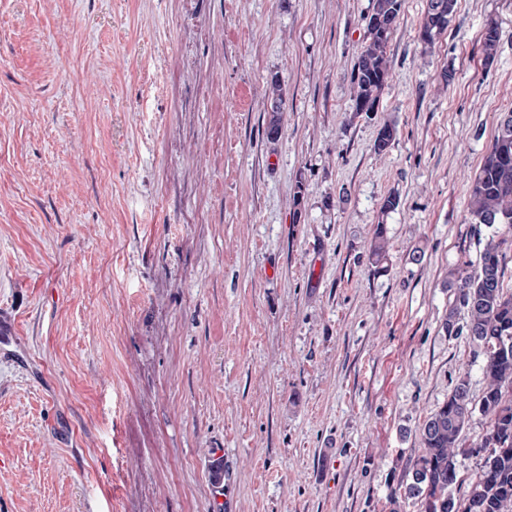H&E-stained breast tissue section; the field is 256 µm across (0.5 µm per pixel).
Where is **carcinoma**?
<instances>
[{
	"label": "carcinoma",
	"mask_w": 512,
	"mask_h": 512,
	"mask_svg": "<svg viewBox=\"0 0 512 512\" xmlns=\"http://www.w3.org/2000/svg\"><path fill=\"white\" fill-rule=\"evenodd\" d=\"M446 3L444 17L434 16V4ZM457 0H426L419 39L432 44L448 28ZM402 0H371L365 41L351 73L353 111H377L388 75L387 51ZM499 30L487 23L483 47L492 58ZM471 223L499 235L489 238L473 273L451 274L455 304L448 311L445 329L458 334L456 316H467L466 332L474 357L482 364L486 389L474 406L469 381L459 379L448 400L421 425L420 453L410 464L411 481L388 495L392 512L401 501L414 500L420 512H512V291L504 288L505 254L501 246L512 236V125L497 124L491 148L471 185ZM487 420L480 443L468 447L463 432L475 413ZM481 457L480 469L468 484L458 478L457 460Z\"/></svg>",
	"instance_id": "cac0c4a2"
}]
</instances>
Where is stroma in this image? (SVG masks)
I'll list each match as a JSON object with an SVG mask.
<instances>
[{
	"instance_id": "obj_1",
	"label": "stroma",
	"mask_w": 512,
	"mask_h": 512,
	"mask_svg": "<svg viewBox=\"0 0 512 512\" xmlns=\"http://www.w3.org/2000/svg\"><path fill=\"white\" fill-rule=\"evenodd\" d=\"M425 5L357 113L371 0H0V512H224L217 457L236 512H390L485 391L448 272L512 109V0ZM435 2H445L446 11L444 17L434 16ZM457 0H426V6L419 28V39L426 45L432 44L437 37L443 34L448 28L450 17L455 11Z\"/></svg>"
}]
</instances>
